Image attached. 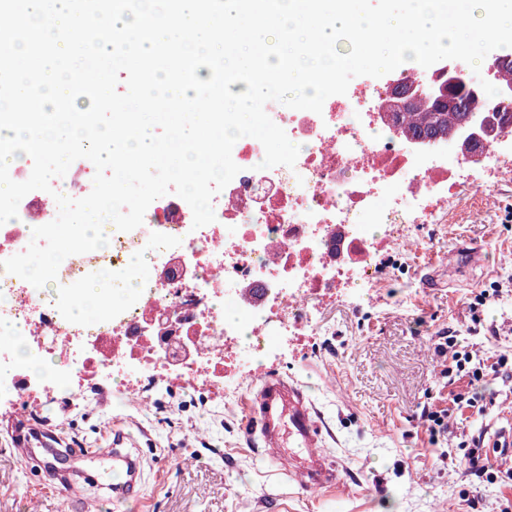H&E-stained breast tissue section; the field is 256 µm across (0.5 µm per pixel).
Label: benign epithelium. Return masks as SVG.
<instances>
[{"label":"benign epithelium","instance_id":"1","mask_svg":"<svg viewBox=\"0 0 512 512\" xmlns=\"http://www.w3.org/2000/svg\"><path fill=\"white\" fill-rule=\"evenodd\" d=\"M479 88V83L470 72L460 67H446L438 72L428 91L417 90L407 84H396L391 87L390 94L395 100L396 110H404L414 105L425 108L427 112H446L450 109L459 112L468 111L467 97L461 90L468 91ZM489 133L487 124L474 122L470 136L462 144V150H479L485 145L483 134Z\"/></svg>","mask_w":512,"mask_h":512}]
</instances>
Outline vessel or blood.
Segmentation results:
<instances>
[{
  "instance_id": "obj_1",
  "label": "vessel or blood",
  "mask_w": 512,
  "mask_h": 512,
  "mask_svg": "<svg viewBox=\"0 0 512 512\" xmlns=\"http://www.w3.org/2000/svg\"><path fill=\"white\" fill-rule=\"evenodd\" d=\"M251 450L267 462L287 467L289 477L308 491L342 485L341 470L330 455L317 446L322 425L313 401L295 380L270 376L260 380L249 408L244 429ZM58 438L49 430L23 423L14 426V446L38 474L48 477L65 494L76 512H83L87 500L72 475L81 463L111 461L103 486L113 500L137 497L144 482V456L131 435L113 430L108 450L71 446L58 449Z\"/></svg>"
}]
</instances>
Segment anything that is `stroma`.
Listing matches in <instances>:
<instances>
[{"mask_svg":"<svg viewBox=\"0 0 512 512\" xmlns=\"http://www.w3.org/2000/svg\"><path fill=\"white\" fill-rule=\"evenodd\" d=\"M494 210L459 186L444 224L420 230L424 251L385 254L374 294L325 303L318 334L304 341L279 376L305 384L323 423L325 449L342 466L343 485L307 491L283 467L253 455L244 441L252 377H240L230 410L192 389L168 393L153 410L119 394L84 413L47 408L41 428L62 443L94 448L119 428L138 443L152 469L138 500L107 512H502L512 484L467 471L452 444H431L424 406L448 405L454 389L439 377L434 346L454 334L485 358L512 351V295L484 311L473 330L467 302L488 281L512 276V174L486 180ZM482 390L496 403L485 416L454 414L455 428L512 436V380ZM0 417V512H69L65 496L14 452Z\"/></svg>","mask_w":512,"mask_h":512,"instance_id":"35a3bbf8","label":"stroma"}]
</instances>
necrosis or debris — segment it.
I'll return each mask as SVG.
<instances>
[{
	"label": "necrosis or debris",
	"mask_w": 512,
	"mask_h": 512,
	"mask_svg": "<svg viewBox=\"0 0 512 512\" xmlns=\"http://www.w3.org/2000/svg\"><path fill=\"white\" fill-rule=\"evenodd\" d=\"M392 81L330 96L318 114L267 103L300 147L296 163L262 168L263 145L239 139L241 171L214 196L208 225L194 227L171 191L132 231L104 223L107 245L67 257L43 288L0 268V325L23 328L20 342L0 341V412L79 411L114 384L146 410L185 384L224 396L239 373L262 375L285 337L315 335L319 301L376 287L384 247L420 249L414 226L445 223L459 182L512 171V127L476 157L459 149L464 127L429 143L403 137L383 111ZM57 213L51 194L28 193L0 225V261ZM90 285L110 312L74 319Z\"/></svg>",
	"instance_id": "4bbe7bcc"
}]
</instances>
